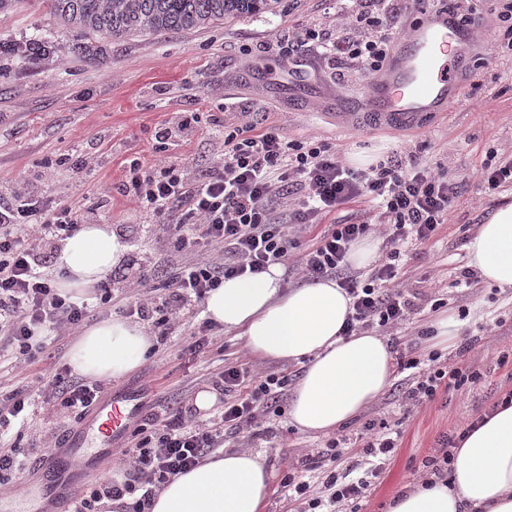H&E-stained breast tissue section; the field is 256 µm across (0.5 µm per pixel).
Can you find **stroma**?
Returning a JSON list of instances; mask_svg holds the SVG:
<instances>
[{
	"instance_id": "obj_1",
	"label": "stroma",
	"mask_w": 512,
	"mask_h": 512,
	"mask_svg": "<svg viewBox=\"0 0 512 512\" xmlns=\"http://www.w3.org/2000/svg\"><path fill=\"white\" fill-rule=\"evenodd\" d=\"M445 0H394L377 12L376 26L394 35L415 26L421 9L439 8ZM471 29L480 33L467 59V82L460 98L445 112L426 116L419 129L367 126L354 129L369 72L342 57H318L319 82L298 96L274 94L257 85L238 84L237 78L256 60L277 62L297 53L307 33L333 39L358 38L361 28L350 13L332 0H280L275 14L229 19L192 32L158 33L113 42L106 47L107 62L88 63L71 54L78 35L56 24L34 0H16L0 15V40L26 46L48 38L53 53L34 61L17 54L0 62V196L10 197L18 181L34 191L50 190L53 197L98 210L99 221L112 225L128 246L126 261L112 272L115 287L110 303L98 305L91 321L119 316L121 302L149 297L150 289L132 283L134 270L150 266L157 283H164L180 262L163 241L161 227L143 224L134 203L118 190L123 167L133 159L158 163L179 159L197 173L217 161L216 146L225 131L242 125L281 127L291 141L325 144L343 163L354 154L379 161L395 157L399 163H419L439 169L456 185L438 235L401 262L402 277L417 309L410 320L382 329L395 358L442 360L479 371L481 380L458 391H440L434 400L418 405L408 400L414 382L410 370L395 369L382 394L355 421L335 435H307L290 423L294 388L303 367L298 363L263 360L253 355L243 338L213 327L206 353L188 350L204 321L202 314L186 318L176 337L155 342L132 373L103 383V395H135L139 412L134 426L147 425L160 409L180 411L205 422L218 408L198 410L199 392L213 389L218 373L229 364L251 365L254 374L286 373L288 384L266 412L247 431L227 430L224 448L250 449L266 455L274 468L264 512H306L307 500L291 497L283 486L285 474L304 475L312 449L327 448L333 437L355 439L370 423L397 425L399 447L386 470L375 479L361 512H387L390 497L403 485L429 477V463L441 459L447 441L458 438L476 418L489 412L512 392V362L500 364L502 353L512 352V288L481 282L468 265L466 246L479 224L500 204L512 202V183L494 191L476 178L481 166L499 165L512 157V51L494 30L500 22L499 0H459ZM348 89L344 111L325 108L327 89ZM197 112L202 125L189 136L157 144L155 132L180 114ZM94 156L93 171L79 161ZM111 190L103 203L101 187ZM296 205L288 197L280 209L295 242L284 264V283H305L299 259L315 232L290 222ZM460 324L457 340L435 348L425 332L442 316ZM79 331H65L48 339L28 358L0 350V406L9 407L16 391L29 401V419L11 425L6 449H18L29 461L58 444L66 432L86 423V416L63 405L61 390L50 389L55 373L70 364V350Z\"/></svg>"
}]
</instances>
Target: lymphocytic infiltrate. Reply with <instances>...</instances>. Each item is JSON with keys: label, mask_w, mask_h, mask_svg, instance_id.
Here are the masks:
<instances>
[{"label": "lymphocytic infiltrate", "mask_w": 512, "mask_h": 512, "mask_svg": "<svg viewBox=\"0 0 512 512\" xmlns=\"http://www.w3.org/2000/svg\"><path fill=\"white\" fill-rule=\"evenodd\" d=\"M387 0H344L345 9L367 26L360 39L322 43L323 54L343 56L378 70L389 51L388 39L372 31L370 4ZM299 194L294 223L324 229L303 252V273L311 279L344 267L351 244L369 232L366 224H324L337 207L362 199L377 210L385 225L389 249L367 280L350 279L342 286L352 299L346 334L406 321L413 301L399 289V261L407 248L428 243L445 221L454 187L441 171L382 160L359 172L342 165L326 145L289 141L280 126L257 134L238 128L224 137L220 158L200 175L185 162L130 163L121 190L146 223L162 227L170 249L182 260L162 294L127 306L131 316L150 322L160 338L183 324L191 306L219 288L225 279L263 272L288 257L292 245L278 209L279 186ZM95 213L50 194H35L20 182L10 202L0 201V331L19 355L31 354L37 333L76 329L89 316L87 304L62 296L44 270L53 258L55 241L90 223ZM418 369L408 397L421 404L433 400L442 385L454 388L479 381L478 372L444 363L420 368L417 359L403 363ZM286 374L257 377L249 367L225 368L219 385L224 407L205 424L183 413L154 414L151 434L128 449L118 473L97 483L74 512H150L156 491L180 473L197 466L205 449L219 447L225 427L251 428L269 397L286 386ZM322 497H309L311 508L325 512H360L371 492L370 482H341L330 477Z\"/></svg>", "instance_id": "1"}]
</instances>
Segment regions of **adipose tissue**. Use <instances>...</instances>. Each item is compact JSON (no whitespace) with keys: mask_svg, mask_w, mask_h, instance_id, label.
Masks as SVG:
<instances>
[{"mask_svg":"<svg viewBox=\"0 0 512 512\" xmlns=\"http://www.w3.org/2000/svg\"><path fill=\"white\" fill-rule=\"evenodd\" d=\"M126 244L107 224H85L56 254L61 293L81 300L110 277ZM483 282L512 288V203L493 210L467 246ZM351 299L336 280L285 287L281 266L226 279L204 301L205 316L245 339L264 359L304 362L294 392L291 424L328 434L380 397L393 375L387 338L342 336ZM153 345L137 323L106 318L73 345L70 363L83 377L117 380L136 369ZM274 477L266 457L241 449L217 453L179 474L154 497L150 512H263ZM388 512H512V402L477 418L450 452L448 473L403 486Z\"/></svg>","mask_w":512,"mask_h":512,"instance_id":"adipose-tissue-1","label":"adipose tissue"}]
</instances>
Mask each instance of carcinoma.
<instances>
[{
    "label": "carcinoma",
    "mask_w": 512,
    "mask_h": 512,
    "mask_svg": "<svg viewBox=\"0 0 512 512\" xmlns=\"http://www.w3.org/2000/svg\"><path fill=\"white\" fill-rule=\"evenodd\" d=\"M64 27L112 42L136 34L196 31L268 12L278 0H38Z\"/></svg>",
    "instance_id": "cac0c4a2"
}]
</instances>
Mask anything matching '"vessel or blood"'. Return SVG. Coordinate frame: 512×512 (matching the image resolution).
<instances>
[{
	"instance_id": "1",
	"label": "vessel or blood",
	"mask_w": 512,
	"mask_h": 512,
	"mask_svg": "<svg viewBox=\"0 0 512 512\" xmlns=\"http://www.w3.org/2000/svg\"><path fill=\"white\" fill-rule=\"evenodd\" d=\"M474 38L445 9L424 11L411 35H398L389 63L371 76L363 100L366 119L412 126L428 114L445 111L463 90V62ZM316 75L314 61L297 55L272 68H253L244 79L270 83L284 76L304 85ZM135 412L130 396L102 399L91 408L84 427L39 460L36 476L46 512H60L79 484L100 477L98 457L111 453L113 444L127 434Z\"/></svg>"
}]
</instances>
